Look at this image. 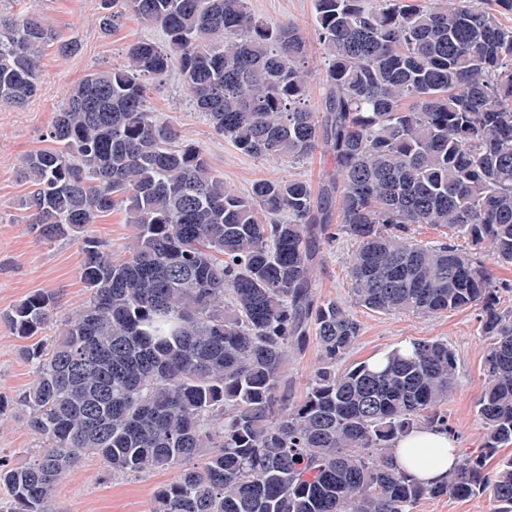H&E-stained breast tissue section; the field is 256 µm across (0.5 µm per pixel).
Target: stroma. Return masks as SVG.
<instances>
[{
  "instance_id": "1",
  "label": "stroma",
  "mask_w": 512,
  "mask_h": 512,
  "mask_svg": "<svg viewBox=\"0 0 512 512\" xmlns=\"http://www.w3.org/2000/svg\"><path fill=\"white\" fill-rule=\"evenodd\" d=\"M101 0H0V11L14 15L36 13L43 24L61 39L77 38L79 51L61 57L46 49L42 57L39 90L27 105L0 106V456L22 463L43 450L42 440L29 431L15 407V400L33 381L24 359L27 341L17 336L1 316L37 292L57 295L51 322L35 341L52 345L65 322L88 299L81 278V243L73 237L52 242L40 240L23 202L30 187L18 176L22 158L52 148L48 133L63 106L65 89L79 84L88 74L127 63V50L137 41L163 42L161 31L146 25L124 0L116 8L123 17L118 27L101 31L95 22ZM248 12L271 23H292L307 41L308 93L312 104L323 96L324 60L314 23V0H245ZM148 106L159 113L185 142L196 144L216 174L238 193H249L264 178L300 179L320 186L333 166L324 150L312 158L290 163L276 158H257L241 153L224 139L198 112L178 71L149 82ZM114 256H123L133 229L123 208H115L89 228ZM355 242L338 236L322 245L315 266L317 292L321 298L342 302L362 327L344 364L371 359L383 351L415 339H443L458 357V387L448 399V419L459 454L481 448L483 430L475 415L482 390L481 365L486 344L480 335L477 308L419 316L408 313H378L358 305L351 292L349 261ZM176 475L172 469H157L138 475L113 473L96 457L81 465L59 483L54 493L58 512H150L155 490Z\"/></svg>"
}]
</instances>
